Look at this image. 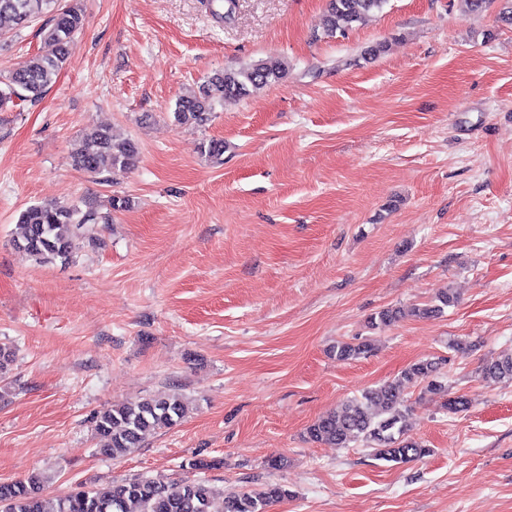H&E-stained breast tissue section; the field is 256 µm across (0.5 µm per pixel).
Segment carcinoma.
<instances>
[{
  "label": "carcinoma",
  "mask_w": 512,
  "mask_h": 512,
  "mask_svg": "<svg viewBox=\"0 0 512 512\" xmlns=\"http://www.w3.org/2000/svg\"><path fill=\"white\" fill-rule=\"evenodd\" d=\"M386 0H329L326 32L345 35ZM42 50L21 69L0 78V108L13 99L36 102L53 86L64 67L68 45L83 25L80 0H0V37L42 16ZM288 64L258 61L238 67L215 70L198 89L179 97L173 111L174 121L182 126L207 124L216 107L227 101L250 96L265 86L281 82ZM138 148L131 139L118 140L109 128L94 132L85 140L75 165L94 175L112 176L130 169ZM108 222L90 202L63 205L33 204L18 218L20 239L16 245L40 264L73 258L78 240L100 222ZM456 296L446 289L422 305L389 307L369 321L371 329L385 328L406 316L436 319L454 305ZM374 350L373 339L357 343L338 342L332 353L339 361L364 357ZM443 362L439 359L417 361L401 375L382 385L368 388L361 397L346 401L342 407L313 422L309 438L327 448H348L362 442L375 455L396 464L418 460L430 453L408 433L404 409L406 388L425 384L428 391H446L442 382ZM482 378L512 383V354L483 363ZM187 405L178 394L144 400L136 404H115L94 417L95 437L107 441L102 452L112 456L126 454L142 446L158 430L170 428L186 413ZM44 476L33 473L22 481L0 484V512H269L268 507L290 495L286 486L267 483L259 489L234 490L222 494L202 480L170 491L161 478H129L81 489L56 499L41 495Z\"/></svg>",
  "instance_id": "obj_1"
}]
</instances>
